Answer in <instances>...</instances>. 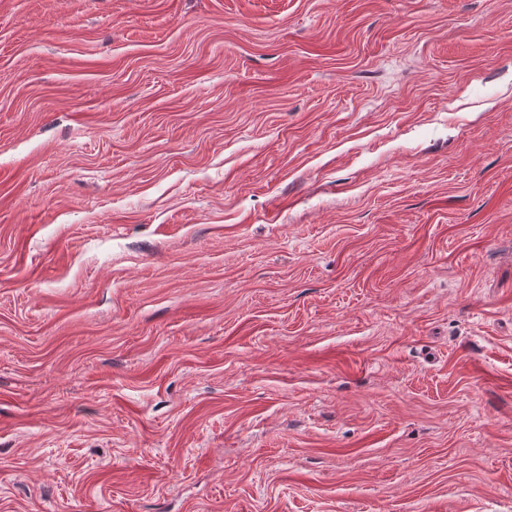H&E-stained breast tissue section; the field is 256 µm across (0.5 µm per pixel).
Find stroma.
Instances as JSON below:
<instances>
[{"label": "stroma", "mask_w": 512, "mask_h": 512, "mask_svg": "<svg viewBox=\"0 0 512 512\" xmlns=\"http://www.w3.org/2000/svg\"><path fill=\"white\" fill-rule=\"evenodd\" d=\"M0 512H512V0H0Z\"/></svg>", "instance_id": "1"}]
</instances>
